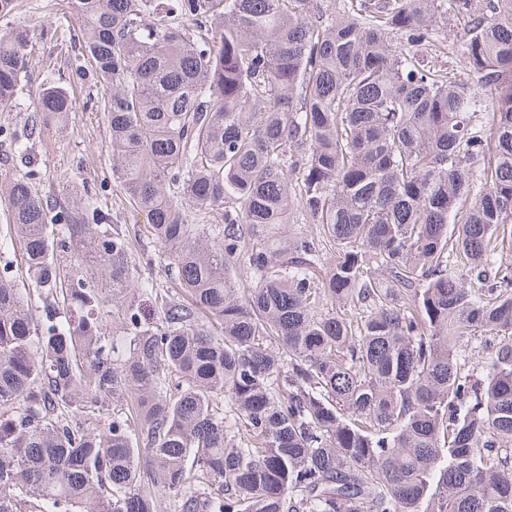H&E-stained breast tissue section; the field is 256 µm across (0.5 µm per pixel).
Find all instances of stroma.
Segmentation results:
<instances>
[{
	"label": "stroma",
	"instance_id": "obj_1",
	"mask_svg": "<svg viewBox=\"0 0 512 512\" xmlns=\"http://www.w3.org/2000/svg\"><path fill=\"white\" fill-rule=\"evenodd\" d=\"M10 24L30 30L29 82L19 105L0 112V126L19 130L33 120V104L46 79L68 87L76 108L63 129L50 126L39 138L30 140L26 154L16 153L0 137V237L6 235L12 222L4 198L11 183L29 171L35 175L39 194L61 206H72L79 193L105 204L112 223L132 238V260L140 277L161 285L169 282L176 269L167 252L148 235L145 214L130 205L126 192L112 178L108 114L104 109L109 92L94 78L80 81L73 76L84 59L80 44L69 37L75 22L68 14L67 0H18ZM46 24L58 26L57 41L41 39L40 30Z\"/></svg>",
	"mask_w": 512,
	"mask_h": 512
}]
</instances>
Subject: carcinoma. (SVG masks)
I'll return each instance as SVG.
<instances>
[{
  "label": "carcinoma",
  "instance_id": "1",
  "mask_svg": "<svg viewBox=\"0 0 512 512\" xmlns=\"http://www.w3.org/2000/svg\"><path fill=\"white\" fill-rule=\"evenodd\" d=\"M69 9L178 274L135 281L100 205L12 183L33 287L0 267V512H512V0ZM450 14L465 80L432 56ZM30 44L0 30L1 108ZM74 105L47 81L35 111Z\"/></svg>",
  "mask_w": 512,
  "mask_h": 512
}]
</instances>
